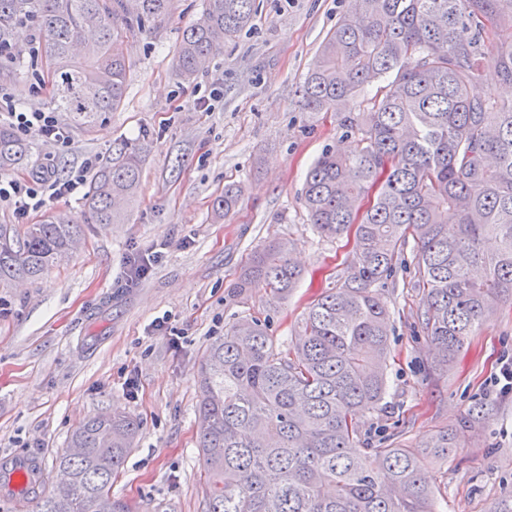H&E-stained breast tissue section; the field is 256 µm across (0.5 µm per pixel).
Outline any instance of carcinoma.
Listing matches in <instances>:
<instances>
[{"mask_svg": "<svg viewBox=\"0 0 512 512\" xmlns=\"http://www.w3.org/2000/svg\"><path fill=\"white\" fill-rule=\"evenodd\" d=\"M301 86L311 112H334L361 137L328 148L310 167L303 206L328 238L354 234L343 283L313 300L294 354L274 348L267 325L240 319L200 361L198 428L205 512H434L422 481L428 462L448 457L452 433L418 448L363 447L359 418L386 391L391 312L371 286L394 272L398 250L417 246L421 327L435 367L448 362L503 300L512 301V100L484 86L483 66L512 83V43L486 24H512V0H349ZM173 0H0V76L23 58L35 31L56 109L75 126L117 110L129 65L124 40L165 22ZM255 0H205L176 47L185 80L246 29ZM394 78L358 123L354 102L376 79ZM144 147L120 145L96 172L85 201L110 224L116 203L139 189ZM30 148L0 125V172L28 161ZM244 187L212 201L227 218ZM80 224L48 215L22 232L0 224V283L36 278L66 256ZM498 241L488 255L485 238ZM301 271L273 241L244 264L238 288L264 284L290 294ZM140 424L94 416L56 457L66 479L35 501V512H127L112 498Z\"/></svg>", "mask_w": 512, "mask_h": 512, "instance_id": "cac0c4a2", "label": "carcinoma"}]
</instances>
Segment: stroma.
Returning <instances> with one entry per match:
<instances>
[{"label": "stroma", "instance_id": "35a3bbf8", "mask_svg": "<svg viewBox=\"0 0 512 512\" xmlns=\"http://www.w3.org/2000/svg\"><path fill=\"white\" fill-rule=\"evenodd\" d=\"M204 0H174L163 24L128 37L123 105L89 127H71L66 148L32 142L16 177L40 165L72 171L108 160L120 142L143 144L146 160L121 222L85 223L81 202L63 197L32 213L71 215L84 224L75 248L38 279L0 284V455L21 453L56 472L55 458L90 417L122 414L140 431L114 497L129 512H205L198 455L197 367L207 346L238 319L265 321L277 350H292L302 315L343 283L353 245L320 235L300 195L308 169L344 131L332 112H309L300 88L347 0H256L249 29L225 43L207 72L184 81L174 54ZM0 93L19 108L53 111L36 57H25ZM199 96L206 111L194 109ZM246 192L235 212L215 219L225 185ZM277 240L304 274L286 298L257 286L238 292L241 265ZM159 253L136 285L124 288L131 252ZM414 243L375 291L393 314L388 392L362 419L370 448H418L451 430L456 446L430 463L436 512H496L512 500V393L495 380L512 360V301L497 306L443 371L429 368L418 322ZM485 416L472 427L473 409Z\"/></svg>", "mask_w": 512, "mask_h": 512}]
</instances>
